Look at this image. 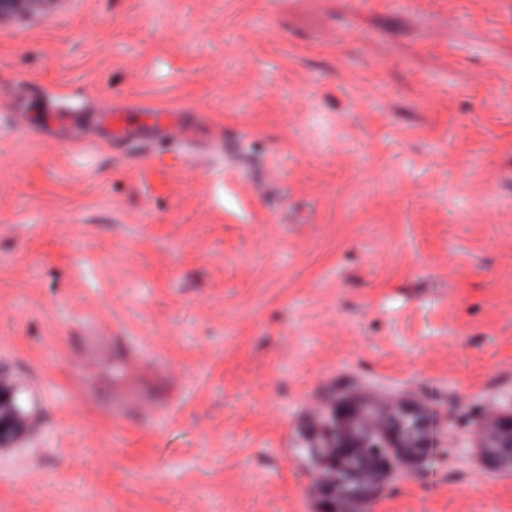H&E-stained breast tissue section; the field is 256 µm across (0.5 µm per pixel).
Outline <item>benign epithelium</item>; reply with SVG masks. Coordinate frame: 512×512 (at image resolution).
<instances>
[{"instance_id":"7a95c632","label":"benign epithelium","mask_w":512,"mask_h":512,"mask_svg":"<svg viewBox=\"0 0 512 512\" xmlns=\"http://www.w3.org/2000/svg\"><path fill=\"white\" fill-rule=\"evenodd\" d=\"M63 0H0V22L26 21L55 9ZM339 428L327 430V444L311 448L322 468L316 489L321 512H353L369 501L391 473L390 456L419 463L428 448L440 446L444 431L426 411L401 400L370 405L346 399L339 405ZM482 461L492 469H512V408L482 411Z\"/></svg>"}]
</instances>
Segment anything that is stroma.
<instances>
[{
    "instance_id": "1",
    "label": "stroma",
    "mask_w": 512,
    "mask_h": 512,
    "mask_svg": "<svg viewBox=\"0 0 512 512\" xmlns=\"http://www.w3.org/2000/svg\"><path fill=\"white\" fill-rule=\"evenodd\" d=\"M140 106L223 151L42 127ZM0 388V512H316L311 436L350 395L448 420L364 512H512L477 425L512 405V0L0 25Z\"/></svg>"
}]
</instances>
